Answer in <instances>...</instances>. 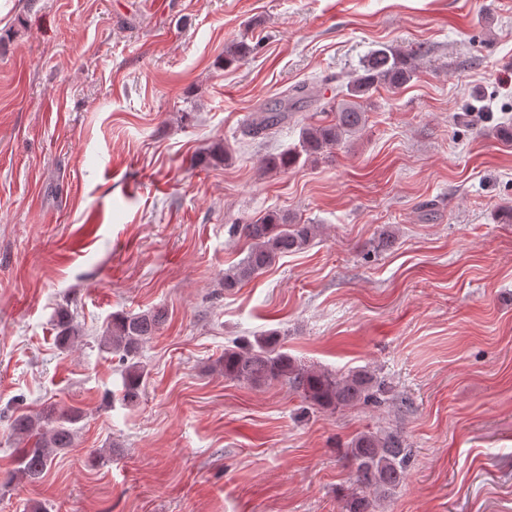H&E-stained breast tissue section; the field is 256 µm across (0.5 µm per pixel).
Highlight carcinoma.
<instances>
[{"mask_svg":"<svg viewBox=\"0 0 512 512\" xmlns=\"http://www.w3.org/2000/svg\"><path fill=\"white\" fill-rule=\"evenodd\" d=\"M251 52L250 46L232 42L224 50V66H231ZM422 47L401 49L381 46L373 50L362 64V72L341 87L342 99L327 102L320 108L324 117L302 127L298 148L288 153L268 156L269 170H287L300 158L317 160L338 146L346 137L360 131L367 121L361 101L379 88L399 89L417 73L416 61ZM288 105L263 106L255 113L245 132L264 138L286 119ZM233 233L247 243L246 256L224 272V289L232 290L261 274L282 256L305 249L314 236V225L296 224L287 216L269 213L248 224H236ZM165 321L164 313L150 311L129 315L116 313L103 334L105 348L125 365L120 400L134 404L143 391L144 367L138 361L142 344L154 335ZM58 342L66 346L78 337L67 312L57 315ZM224 378L233 381L261 382L283 380L304 400L320 408L340 409L355 404H380L387 399V383L368 370L350 371L345 375L304 369L295 365L282 351L276 334L241 339L224 348L219 360ZM82 418L79 409L47 407L36 414L20 413L10 422L11 434L23 442L14 457V468L7 479L39 482L54 458L71 447L73 424ZM410 453L403 436L397 432L359 433L346 443L343 458L351 469L354 491L346 498L343 512H371L367 493L390 494L402 482Z\"/></svg>","mask_w":512,"mask_h":512,"instance_id":"carcinoma-1","label":"carcinoma"}]
</instances>
